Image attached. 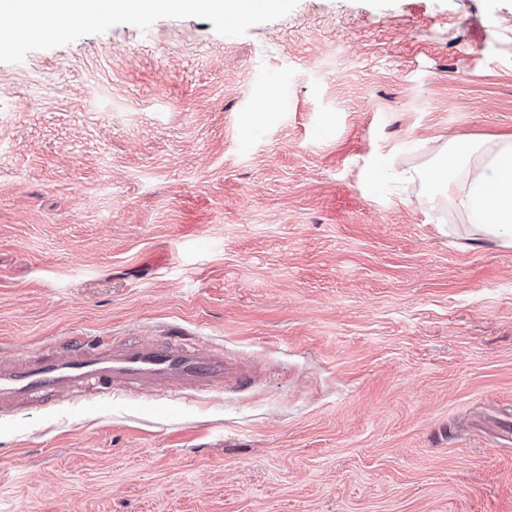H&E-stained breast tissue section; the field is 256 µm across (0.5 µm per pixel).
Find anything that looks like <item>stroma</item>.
<instances>
[{"label":"stroma","instance_id":"1","mask_svg":"<svg viewBox=\"0 0 512 512\" xmlns=\"http://www.w3.org/2000/svg\"><path fill=\"white\" fill-rule=\"evenodd\" d=\"M280 3L0 54V356L252 375L0 413V512H512V248L394 181L512 135V0Z\"/></svg>","mask_w":512,"mask_h":512}]
</instances>
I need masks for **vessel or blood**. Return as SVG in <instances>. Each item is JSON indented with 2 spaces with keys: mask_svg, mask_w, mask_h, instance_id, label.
<instances>
[{
  "mask_svg": "<svg viewBox=\"0 0 512 512\" xmlns=\"http://www.w3.org/2000/svg\"><path fill=\"white\" fill-rule=\"evenodd\" d=\"M246 369L179 332L107 345L101 336H70L51 353L0 360V408L25 407L52 394L154 388L205 392L243 387Z\"/></svg>",
  "mask_w": 512,
  "mask_h": 512,
  "instance_id": "vessel-or-blood-1",
  "label": "vessel or blood"
}]
</instances>
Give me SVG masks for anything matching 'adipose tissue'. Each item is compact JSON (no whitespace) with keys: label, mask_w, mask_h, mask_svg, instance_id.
<instances>
[{"label":"adipose tissue","mask_w":512,"mask_h":512,"mask_svg":"<svg viewBox=\"0 0 512 512\" xmlns=\"http://www.w3.org/2000/svg\"><path fill=\"white\" fill-rule=\"evenodd\" d=\"M108 9L134 15L151 9L194 6L221 9L236 19H247L255 0H108ZM99 0H0V41L20 32L53 34L74 23L101 20ZM435 166L415 170L422 183L459 190L458 204L474 233L512 247V136L491 145L452 139L437 145Z\"/></svg>","instance_id":"1"}]
</instances>
